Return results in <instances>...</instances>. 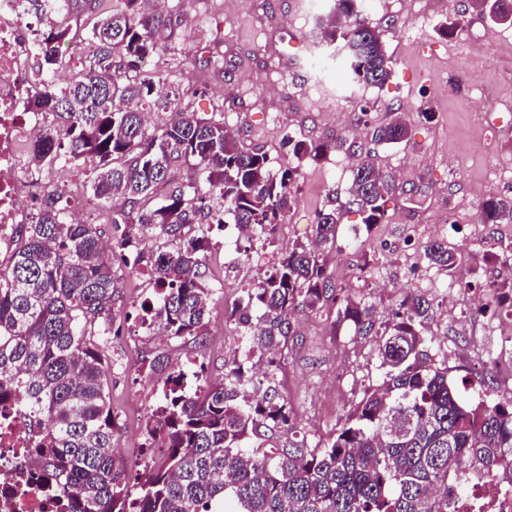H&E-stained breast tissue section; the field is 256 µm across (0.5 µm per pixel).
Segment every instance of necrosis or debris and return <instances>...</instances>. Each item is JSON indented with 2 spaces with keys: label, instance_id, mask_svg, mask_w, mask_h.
I'll list each match as a JSON object with an SVG mask.
<instances>
[{
  "label": "necrosis or debris",
  "instance_id": "necrosis-or-debris-1",
  "mask_svg": "<svg viewBox=\"0 0 512 512\" xmlns=\"http://www.w3.org/2000/svg\"><path fill=\"white\" fill-rule=\"evenodd\" d=\"M36 30L24 20L17 0H0V255L11 258L19 225L35 217L37 193L55 182L51 171L31 172L28 155L35 131L48 117L28 111L25 101L37 85L31 65ZM37 426L22 409L0 404V512H52L47 484L29 481L42 463L30 449ZM459 512H512V493L477 480Z\"/></svg>",
  "mask_w": 512,
  "mask_h": 512
}]
</instances>
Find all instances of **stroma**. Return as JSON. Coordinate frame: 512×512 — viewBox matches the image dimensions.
I'll return each mask as SVG.
<instances>
[{
  "mask_svg": "<svg viewBox=\"0 0 512 512\" xmlns=\"http://www.w3.org/2000/svg\"><path fill=\"white\" fill-rule=\"evenodd\" d=\"M334 0H180L171 32H159L165 50L145 68V78L161 77L165 88L183 92L197 116L223 121L242 151L267 152L274 167H293V203L279 224L269 253L309 243L317 212L328 192L346 201L352 174L373 160L393 184L387 219L365 227L359 213L343 216L337 245L320 261L332 285L391 319L412 291L435 299L425 325L430 353L448 367V379L465 399H503L504 380L481 367L474 346L494 353L496 340L486 323L512 330V312L492 308L485 320H470L467 297L448 302L451 288L480 289L512 278V263L478 250L477 236L494 237L496 224H459L460 208L478 213L489 197H512V182L497 176L512 166V27L478 16L471 0H371L363 16L382 34L393 74L381 88L352 83L341 57L319 46L317 19ZM452 21L443 36L438 26ZM400 114L409 139L380 144L372 134ZM330 143L334 149L317 162L298 161L293 144ZM213 256L206 279H219L203 345L161 341L144 333L132 317L148 296L143 278L122 273L124 286L112 303L113 327L108 386L118 418L117 466L134 479L141 461L144 425L160 401L147 365L166 354L169 370L191 371L204 360L208 376L224 377L231 357H245L243 330L224 312L247 300L246 291L267 269L241 265L224 282V233H210ZM448 242L457 254L452 272L428 266L421 244ZM298 338L277 358L288 369L289 396L298 434L330 438L344 424L380 372L373 342L327 311L297 309Z\"/></svg>",
  "mask_w": 512,
  "mask_h": 512,
  "instance_id": "1",
  "label": "stroma"
}]
</instances>
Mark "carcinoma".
Instances as JSON below:
<instances>
[{
	"label": "carcinoma",
	"instance_id": "1",
	"mask_svg": "<svg viewBox=\"0 0 512 512\" xmlns=\"http://www.w3.org/2000/svg\"><path fill=\"white\" fill-rule=\"evenodd\" d=\"M93 0L96 19L74 32L63 17L43 31L39 87L29 108L53 117L29 155L36 168L63 157L95 165L89 193L110 210L112 255L95 224L72 220L69 197L44 193L36 219L18 229V247L0 273V400H12L40 420L31 448L43 461L63 512H455L468 493L466 468L477 480L500 481L512 467V401L490 405L459 397L448 368L436 366L423 334L432 303L412 293L388 322L367 305L335 293L319 261L337 241L341 212L327 196L317 214L315 240L281 251L247 289L236 318L248 350L274 356L294 341V310L336 309L354 334L374 336L379 384L328 440L297 437L288 401L274 376L254 380L228 367L219 382L185 391L182 376L167 375L160 403L147 419L142 447L165 449L157 465L131 486L113 459L118 428L106 395L105 341L100 319L118 293L115 261L129 272L154 275V297L140 304L138 323L170 340L203 341L214 288L200 272L209 237L205 227L231 222L266 241L291 205L294 168L271 167L259 149L244 152L220 120L184 109L156 132L144 124L143 104L156 90L141 79L144 62L161 53L156 38L171 11L147 12L124 0L114 12ZM362 0H334L320 43L339 45L354 83L383 87L392 77L380 32L361 16ZM480 16L512 25V0H483ZM95 45L88 66L60 86L57 46ZM408 130L394 119L375 130L379 143L401 144ZM336 146L294 144L313 161ZM196 162L200 179L176 182L171 172ZM391 185L369 161L353 171L351 199L366 228L385 219ZM484 224H512V198L487 200ZM152 226L159 244L139 247ZM428 264L455 267L448 243H425ZM279 432L288 443L267 446Z\"/></svg>",
	"mask_w": 512,
	"mask_h": 512
}]
</instances>
